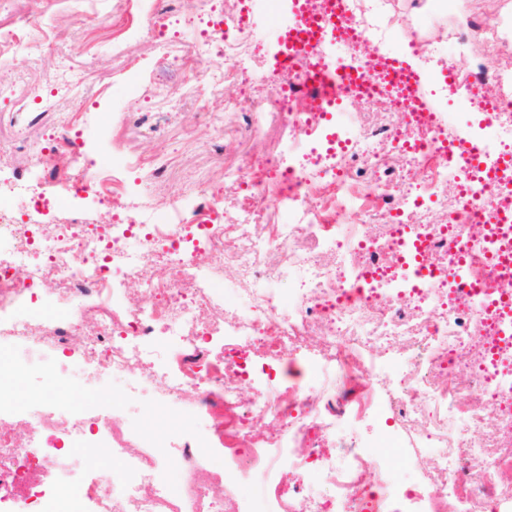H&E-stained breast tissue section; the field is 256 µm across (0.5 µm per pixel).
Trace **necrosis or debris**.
Wrapping results in <instances>:
<instances>
[{
  "label": "necrosis or debris",
  "mask_w": 512,
  "mask_h": 512,
  "mask_svg": "<svg viewBox=\"0 0 512 512\" xmlns=\"http://www.w3.org/2000/svg\"><path fill=\"white\" fill-rule=\"evenodd\" d=\"M279 3L237 0L195 47L202 64L215 45L231 51L214 81L258 80L225 106L224 134L242 123L260 137L274 115L292 131L264 167H225V181L247 184L240 217L224 215L202 180L129 214L133 155L112 171L79 150L67 157L71 184H91L108 205L93 223H47L55 181L0 180V241L10 244L0 252V342L22 351L0 361V512H512V27L473 12L448 30L459 49L480 46L466 73L439 57L437 41L411 43L435 61L449 98L476 104L477 118L459 123L397 92L385 34L361 0H298L337 32L311 41L287 78L258 74L253 13L276 15ZM341 64L373 90L340 87L330 110L310 85L315 70ZM379 98L406 129L351 116L349 104ZM381 144L407 168L386 162ZM413 168L426 173L416 188ZM433 206L446 223L428 219ZM376 220L385 237L368 234ZM258 221L266 231L254 232ZM231 237L239 246L228 254ZM306 240L345 256L343 269L301 252ZM158 255L167 276L145 270ZM228 259L238 278L218 302L210 282ZM135 292L153 306L134 304ZM410 334L417 354L387 343ZM255 356L308 363L315 382L248 378ZM104 375L142 403L138 429L103 393ZM217 399L224 445L240 451L220 468L197 433ZM384 411L435 449L418 481L393 482L388 457L358 433L336 434L339 421ZM490 417L488 454L472 436Z\"/></svg>",
  "instance_id": "1"
}]
</instances>
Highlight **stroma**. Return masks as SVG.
Segmentation results:
<instances>
[{
	"mask_svg": "<svg viewBox=\"0 0 512 512\" xmlns=\"http://www.w3.org/2000/svg\"><path fill=\"white\" fill-rule=\"evenodd\" d=\"M380 4L374 18L398 41L424 39L439 23L458 22L430 8L416 10L414 0ZM149 7L148 0H0V27L23 14L33 19L20 40L0 51V84L13 88L10 99L0 100V166L28 169L37 151L59 147L66 138L93 152L107 169L122 153L162 155L169 161L165 181L147 172L132 175L134 201H161L202 174L222 183L223 207L236 213L247 191L224 184L225 165H253L286 140L289 130L274 123L261 139L240 132L225 137L222 148L210 149L207 140L225 101L239 98L241 88L227 83L176 104L161 96L159 85L175 88L192 74L208 81L226 60L218 51L209 71H191L196 40L208 27L204 18L167 31V45L150 38L116 49L113 25L125 23L130 10Z\"/></svg>",
	"mask_w": 512,
	"mask_h": 512,
	"instance_id": "obj_1",
	"label": "stroma"
}]
</instances>
